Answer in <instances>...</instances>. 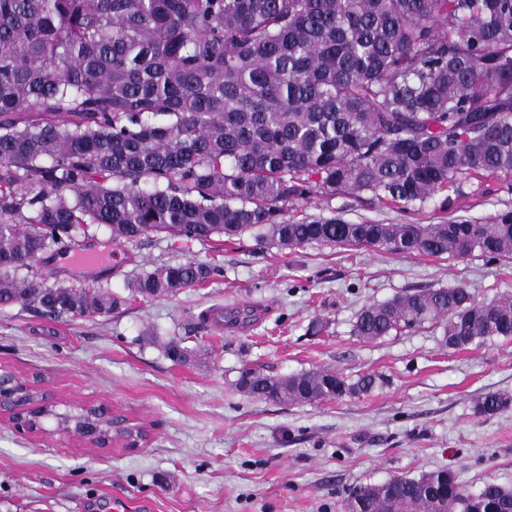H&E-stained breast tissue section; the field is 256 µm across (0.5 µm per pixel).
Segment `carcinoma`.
Masks as SVG:
<instances>
[{"mask_svg":"<svg viewBox=\"0 0 512 512\" xmlns=\"http://www.w3.org/2000/svg\"><path fill=\"white\" fill-rule=\"evenodd\" d=\"M512 174V0H0V307L68 322L122 303L51 283L37 264L91 225L118 244L251 235L460 259L512 258V213L492 224L351 223L295 202L352 197L402 211L469 176ZM197 261L138 274L134 298L203 285ZM234 325L254 308L226 312ZM427 324L446 348L512 337V295L424 288L364 305V342ZM166 353L192 351L173 339ZM330 369L241 392L284 404L371 392ZM512 398L487 393L492 416ZM512 512V488L450 469L350 489V512Z\"/></svg>","mask_w":512,"mask_h":512,"instance_id":"carcinoma-1","label":"carcinoma"}]
</instances>
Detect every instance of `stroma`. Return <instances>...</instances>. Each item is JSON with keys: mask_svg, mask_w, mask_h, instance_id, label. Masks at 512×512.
<instances>
[{"mask_svg": "<svg viewBox=\"0 0 512 512\" xmlns=\"http://www.w3.org/2000/svg\"><path fill=\"white\" fill-rule=\"evenodd\" d=\"M309 215L360 223L490 224L512 212V175L474 177L447 200L402 211L336 196L299 201ZM115 269L116 310L70 322L19 306L0 309V368L52 389L61 407L105 402L144 426L136 449L77 436L17 432L0 419V512H345L351 488L394 475L449 469L472 488L512 487V407L474 412L486 393L512 396V338L442 346L433 325L375 342L352 334L359 309L418 288L464 285L476 300L512 294V259H437L312 245L282 250L250 236L135 245L95 239ZM206 262V284L152 300L127 282L155 267ZM253 306L242 329L218 328L219 309ZM193 352L171 361L165 342ZM274 377L331 368L373 373L368 394L298 405L236 389L242 369Z\"/></svg>", "mask_w": 512, "mask_h": 512, "instance_id": "1", "label": "stroma"}]
</instances>
